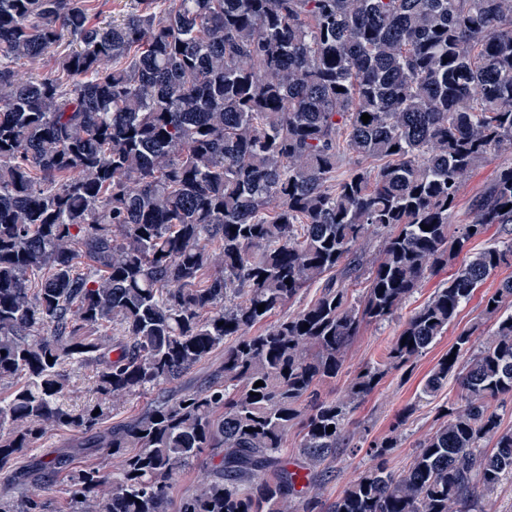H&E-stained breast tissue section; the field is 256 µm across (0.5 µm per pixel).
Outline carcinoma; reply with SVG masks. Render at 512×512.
Instances as JSON below:
<instances>
[{
	"label": "carcinoma",
	"mask_w": 512,
	"mask_h": 512,
	"mask_svg": "<svg viewBox=\"0 0 512 512\" xmlns=\"http://www.w3.org/2000/svg\"><path fill=\"white\" fill-rule=\"evenodd\" d=\"M158 2L101 23L93 0H0V384L21 381L0 397V469L50 431L89 433L110 466L39 458L23 480L66 472L70 512H169L173 477L222 448L178 512H285L336 459L350 405L512 266V243L468 249L512 224V162L450 224L466 174L512 152V0ZM67 39L47 74L15 70ZM458 257L346 400L321 398L362 325ZM311 285L314 301L251 333ZM485 313L492 333L462 331L420 391L455 373L464 405L399 474L397 438L370 445L328 512H477L512 478V429L491 411L512 394V280ZM220 348L205 389L166 393ZM74 368L95 371L80 406ZM153 391L103 427L120 398ZM298 420L291 470L278 452ZM44 510L35 493L0 502Z\"/></svg>",
	"instance_id": "cac0c4a2"
}]
</instances>
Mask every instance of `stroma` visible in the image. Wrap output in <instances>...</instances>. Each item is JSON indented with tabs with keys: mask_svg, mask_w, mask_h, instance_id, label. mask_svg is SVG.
<instances>
[{
	"mask_svg": "<svg viewBox=\"0 0 512 512\" xmlns=\"http://www.w3.org/2000/svg\"><path fill=\"white\" fill-rule=\"evenodd\" d=\"M511 159L505 154L492 158L464 178L451 217L452 223L466 224L472 220L473 200L484 192L497 167ZM449 275V270L445 269L429 276L422 288L397 311L392 320L363 326L350 345L344 365L336 378L319 384L321 397L330 401L345 399L358 371L380 360L384 348L397 336L413 309L427 301L434 289L447 280ZM509 278H512V267H503L493 273L476 289L471 300L461 307L447 332L438 337L426 353L401 369L387 372L372 392L352 405L346 421L342 453L331 464L329 473L317 474L315 482L307 490L308 498L317 504L315 512H328L329 504L341 493L347 482L369 466L370 458L366 449L371 441L396 436L397 445L389 452L387 465L393 472H402L412 461L419 442L439 426L444 409L461 406V389L456 377H449L438 394L428 401L419 399L420 388L438 360L453 346L461 331H472L478 343L491 334L495 322L484 312L485 301ZM83 440L81 434L59 429L45 435L34 447L23 450L16 455L11 471L0 473V497H21L23 489L17 484L16 474L25 469L32 458L71 456L76 465L88 464V457L78 452ZM220 460V452H207L176 474L170 489L172 512H177L181 500L197 489Z\"/></svg>",
	"mask_w": 512,
	"mask_h": 512,
	"instance_id": "35a3bbf8",
	"label": "stroma"
}]
</instances>
